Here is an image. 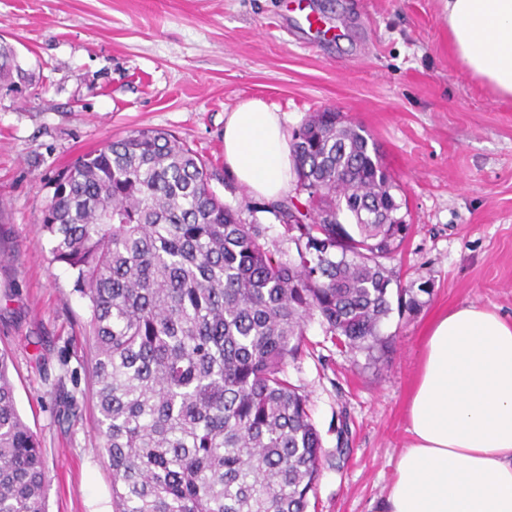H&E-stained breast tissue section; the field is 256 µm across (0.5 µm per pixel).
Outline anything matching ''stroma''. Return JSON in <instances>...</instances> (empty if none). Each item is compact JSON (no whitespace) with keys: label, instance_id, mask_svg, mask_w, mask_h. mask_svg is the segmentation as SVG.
<instances>
[{"label":"stroma","instance_id":"stroma-1","mask_svg":"<svg viewBox=\"0 0 512 512\" xmlns=\"http://www.w3.org/2000/svg\"><path fill=\"white\" fill-rule=\"evenodd\" d=\"M344 35L301 30L302 11ZM0 37L32 84H0V352L49 466L48 512H112L90 376L88 301L50 263L42 212L58 175L132 131L171 132L212 187L295 255L263 198L224 162V115L259 98L294 131L331 109L360 125L411 230L389 267L429 284L380 327L386 348H337L318 320L288 377L323 443L316 512H381L433 319L466 304L512 320V100L455 58L440 0H0Z\"/></svg>","mask_w":512,"mask_h":512}]
</instances>
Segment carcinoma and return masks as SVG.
<instances>
[{"mask_svg": "<svg viewBox=\"0 0 512 512\" xmlns=\"http://www.w3.org/2000/svg\"><path fill=\"white\" fill-rule=\"evenodd\" d=\"M25 79L0 39V83ZM301 127L291 148L305 201L254 208L284 224L294 257L224 204L170 133L136 130L61 173L41 228L50 263L89 302L113 512H307L322 441L288 363L314 317L339 348L384 343L386 262L410 225L366 130L334 112ZM417 306L413 288L397 289L398 311ZM47 483L0 353V512H47Z\"/></svg>", "mask_w": 512, "mask_h": 512, "instance_id": "carcinoma-1", "label": "carcinoma"}]
</instances>
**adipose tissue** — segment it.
Segmentation results:
<instances>
[{"instance_id": "adipose-tissue-1", "label": "adipose tissue", "mask_w": 512, "mask_h": 512, "mask_svg": "<svg viewBox=\"0 0 512 512\" xmlns=\"http://www.w3.org/2000/svg\"><path fill=\"white\" fill-rule=\"evenodd\" d=\"M453 51L471 76L512 98V0H442ZM224 161L252 194L277 199L294 176L281 117L265 101L224 118ZM384 512H512V323L469 304L425 340Z\"/></svg>"}]
</instances>
